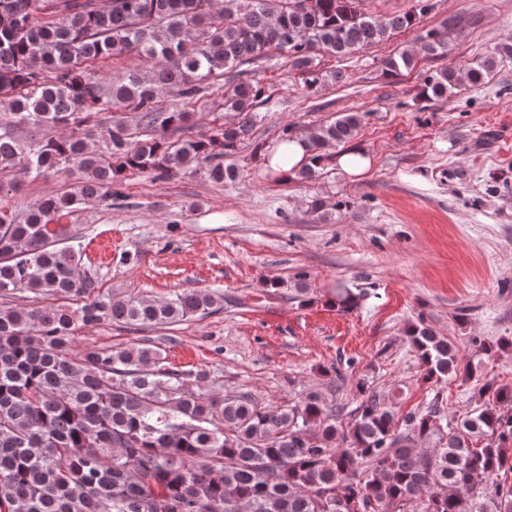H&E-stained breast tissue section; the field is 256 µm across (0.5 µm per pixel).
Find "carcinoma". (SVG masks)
Returning a JSON list of instances; mask_svg holds the SVG:
<instances>
[{"label": "carcinoma", "instance_id": "cac0c4a2", "mask_svg": "<svg viewBox=\"0 0 512 512\" xmlns=\"http://www.w3.org/2000/svg\"><path fill=\"white\" fill-rule=\"evenodd\" d=\"M417 3L378 20L364 0H0V176L16 194L26 177L79 172L66 192L0 206V512H512V412L502 409L511 385H483L492 401L442 426L438 404L403 415L359 379L346 422L317 391L281 406L226 392L205 369L168 367L150 339L73 349L77 322L163 329L224 302L215 290L165 300L102 292L80 274V250L63 245L80 206L126 197L130 174L234 179L224 158L247 138L265 88L222 85L218 107L237 121L217 116L193 135L188 106L210 79L277 49L317 88V55L350 56L415 25L431 8ZM421 41L425 55L446 54L436 31ZM121 56L132 65L97 75ZM508 58L511 42L436 69L421 97L479 86ZM415 63L404 50L382 71L397 77ZM170 92L179 103L163 102ZM361 122L348 112L309 133L312 164L298 177H317L326 151ZM19 294L32 305L12 304ZM408 341L425 381L479 372L422 322Z\"/></svg>", "mask_w": 512, "mask_h": 512}]
</instances>
